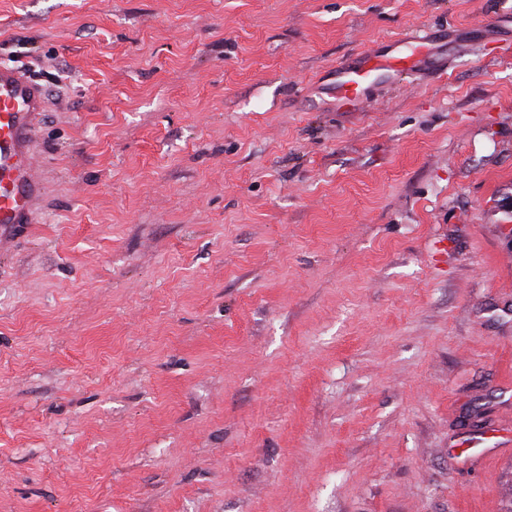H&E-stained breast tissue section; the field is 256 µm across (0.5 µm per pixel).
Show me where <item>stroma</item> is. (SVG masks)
Returning a JSON list of instances; mask_svg holds the SVG:
<instances>
[{
  "instance_id": "35a3bbf8",
  "label": "stroma",
  "mask_w": 512,
  "mask_h": 512,
  "mask_svg": "<svg viewBox=\"0 0 512 512\" xmlns=\"http://www.w3.org/2000/svg\"><path fill=\"white\" fill-rule=\"evenodd\" d=\"M512 0H0L42 84L0 242V512H503ZM393 50L374 47L355 60L336 65L334 89L337 110H355L370 97V89L383 78H398L427 66L448 68V55L433 40L396 38ZM447 65V66H446Z\"/></svg>"
}]
</instances>
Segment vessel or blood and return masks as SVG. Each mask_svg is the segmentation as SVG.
Instances as JSON below:
<instances>
[{"instance_id": "vessel-or-blood-1", "label": "vessel or blood", "mask_w": 512, "mask_h": 512, "mask_svg": "<svg viewBox=\"0 0 512 512\" xmlns=\"http://www.w3.org/2000/svg\"><path fill=\"white\" fill-rule=\"evenodd\" d=\"M447 63V56L433 40L394 39L392 50L375 47L337 64L336 107L359 108L382 79ZM47 107L48 98L40 85L22 70L0 66V238L18 225L36 221L42 185L34 166L33 142L39 114Z\"/></svg>"}]
</instances>
